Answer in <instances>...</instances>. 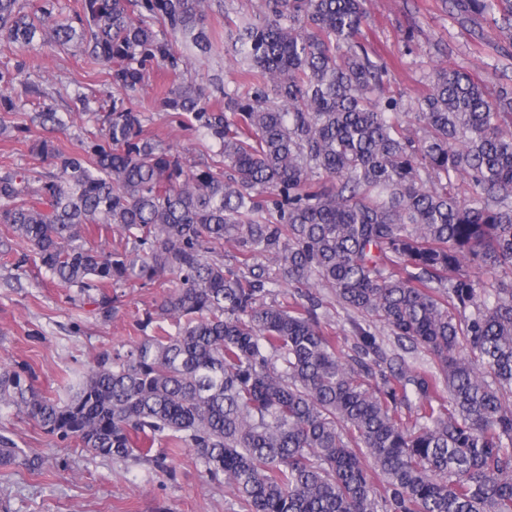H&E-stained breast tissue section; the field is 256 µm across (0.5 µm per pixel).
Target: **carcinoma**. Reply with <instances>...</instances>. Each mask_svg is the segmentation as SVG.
I'll return each instance as SVG.
<instances>
[{
	"mask_svg": "<svg viewBox=\"0 0 512 512\" xmlns=\"http://www.w3.org/2000/svg\"><path fill=\"white\" fill-rule=\"evenodd\" d=\"M203 3L80 0L77 29L45 26L52 0L28 12L0 0V43L76 39L117 90L134 91L170 55L147 19L207 49ZM367 3L264 0L227 21L238 80L224 108L182 83L161 98L218 145L194 169L123 98L67 155L48 137L66 120L37 103L31 122L47 136L33 151L56 170L1 173L0 226L103 322L127 280L171 286L141 336L99 353L69 399L41 392L22 364L0 370V408L169 476L152 448H189L241 512H512V85L490 96L470 72L439 66L406 110L382 96L389 66L359 42ZM453 9L512 44V0ZM112 231L124 249L87 245ZM284 282L293 299L266 302ZM317 285L435 369L393 366L357 317L344 354ZM0 465L40 473L44 458L1 435Z\"/></svg>",
	"mask_w": 512,
	"mask_h": 512,
	"instance_id": "obj_1",
	"label": "carcinoma"
}]
</instances>
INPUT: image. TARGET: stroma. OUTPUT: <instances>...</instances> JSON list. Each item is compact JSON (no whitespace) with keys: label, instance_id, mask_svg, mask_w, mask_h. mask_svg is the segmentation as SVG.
Returning a JSON list of instances; mask_svg holds the SVG:
<instances>
[{"label":"stroma","instance_id":"1","mask_svg":"<svg viewBox=\"0 0 512 512\" xmlns=\"http://www.w3.org/2000/svg\"><path fill=\"white\" fill-rule=\"evenodd\" d=\"M263 0H205L211 52L185 56L174 48L173 61L147 67L141 87L132 95L144 112L146 133L183 151L188 164L210 159L212 141L189 135L173 112L162 110L161 88L182 82L202 86L210 104L224 103V88L236 78L225 51V12H256ZM370 22L361 40L370 51L391 64L386 95L412 101L428 88L427 76L441 64H454L476 75L488 92L512 81V57H504L498 30L482 20L457 21L445 13L441 0H369ZM413 53H406V45ZM0 70L17 73L18 81L7 94L22 105L17 123L27 121L33 105L27 104L24 81L39 85L44 100L57 111L75 113L73 124L54 133L60 152L77 150L82 139L97 126L80 116L77 95L89 100H109L115 85L94 74L80 43L63 50L34 45L19 48L0 44ZM41 130L29 134L10 129L0 133V167L41 171L48 164L27 143ZM20 239L0 246V365H31L37 385L48 396L65 400L74 377L102 350L136 340V322L159 301L163 290L132 280L117 288L118 302L111 321L95 318L88 300L74 302L68 290L52 282L46 270L28 263L17 270L15 261L26 252ZM15 447L47 456V468L33 475L17 466L0 465V512H240L232 491L211 480L195 455L186 448L171 451L173 476L156 472L144 460L113 461L91 456L73 444L57 443L33 422L12 410L0 411V435Z\"/></svg>","mask_w":512,"mask_h":512}]
</instances>
